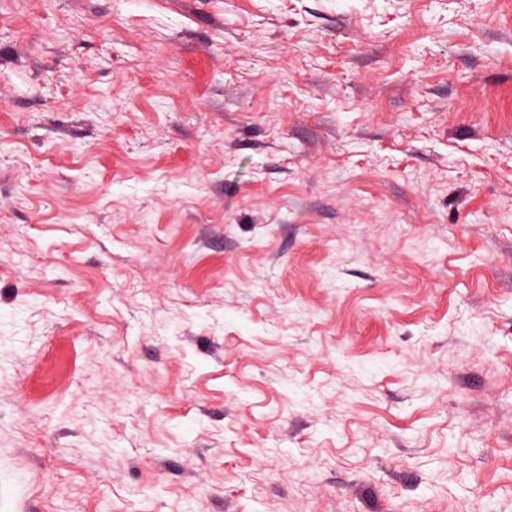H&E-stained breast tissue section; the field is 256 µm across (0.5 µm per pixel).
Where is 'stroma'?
<instances>
[{
	"label": "stroma",
	"instance_id": "obj_1",
	"mask_svg": "<svg viewBox=\"0 0 512 512\" xmlns=\"http://www.w3.org/2000/svg\"><path fill=\"white\" fill-rule=\"evenodd\" d=\"M512 512V0H0V512Z\"/></svg>",
	"mask_w": 512,
	"mask_h": 512
}]
</instances>
